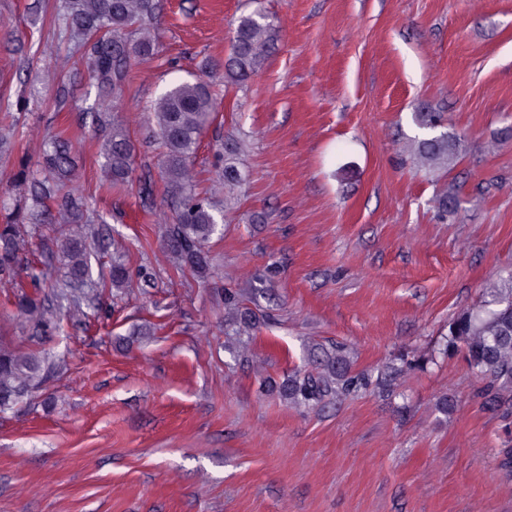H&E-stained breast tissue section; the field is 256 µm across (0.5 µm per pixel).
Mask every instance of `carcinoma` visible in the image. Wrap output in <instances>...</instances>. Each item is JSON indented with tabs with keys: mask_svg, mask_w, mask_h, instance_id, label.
<instances>
[{
	"mask_svg": "<svg viewBox=\"0 0 512 512\" xmlns=\"http://www.w3.org/2000/svg\"><path fill=\"white\" fill-rule=\"evenodd\" d=\"M158 0H59L55 20L84 50L88 67L106 97L101 108L122 102L127 72L132 61L157 51ZM277 26L258 7L237 18L229 52L224 56V80L240 84L257 73L276 49ZM202 69L193 81L172 84L152 106L155 130L164 147L161 173L166 195L174 200L171 214H159L164 224L167 251L180 268H189L199 277H211L209 243L218 233L226 212L234 208L239 186L235 156L239 142L232 139L218 155L212 181L224 185L226 197L220 204L206 191L198 190L199 180L192 167L201 135L215 119L216 95ZM413 121L427 135L417 141L416 163L434 171L453 165L458 157L457 138L443 127L442 113L432 109L413 113ZM135 146L122 123L112 120V129L103 138L99 156L105 180L117 187L128 183L133 173ZM75 160L70 138L55 134L45 140L36 167L20 163L13 183L25 205H0V284L12 289L6 302L13 305L28 323L31 337L50 335L57 318L48 304L52 296L67 307L80 309L92 288L102 294L108 288L126 287L131 273L128 263L116 259L109 278L93 279L91 241L95 225L105 216L88 209L81 194L71 188ZM70 224L61 239L40 235L44 261L30 268V289L14 283L20 255L28 251L26 226ZM459 351L469 369L487 381L482 393L486 405L509 410L512 406V271L482 289L481 304L459 313L448 323L445 352ZM47 353H24L14 342L0 336V412L13 408L40 385ZM388 386L385 377L372 378L355 371L343 349L326 356L317 374H293L282 382L286 397L294 403L310 405L325 399H339L365 390L372 384Z\"/></svg>",
	"mask_w": 512,
	"mask_h": 512,
	"instance_id": "carcinoma-1",
	"label": "carcinoma"
}]
</instances>
